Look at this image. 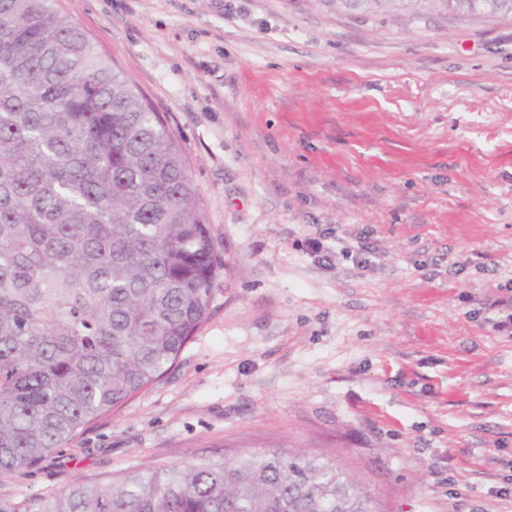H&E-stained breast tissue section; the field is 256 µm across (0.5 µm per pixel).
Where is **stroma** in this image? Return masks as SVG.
Listing matches in <instances>:
<instances>
[{"label": "stroma", "mask_w": 512, "mask_h": 512, "mask_svg": "<svg viewBox=\"0 0 512 512\" xmlns=\"http://www.w3.org/2000/svg\"><path fill=\"white\" fill-rule=\"evenodd\" d=\"M57 4L164 115L228 269L167 375L0 497L281 449L380 512H512V15Z\"/></svg>", "instance_id": "1"}]
</instances>
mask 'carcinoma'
<instances>
[{"label": "carcinoma", "mask_w": 512, "mask_h": 512, "mask_svg": "<svg viewBox=\"0 0 512 512\" xmlns=\"http://www.w3.org/2000/svg\"><path fill=\"white\" fill-rule=\"evenodd\" d=\"M512 14V0H336ZM222 267L163 116L56 0H0V477L166 375ZM0 512H376L334 459L283 450L131 472Z\"/></svg>", "instance_id": "carcinoma-1"}]
</instances>
